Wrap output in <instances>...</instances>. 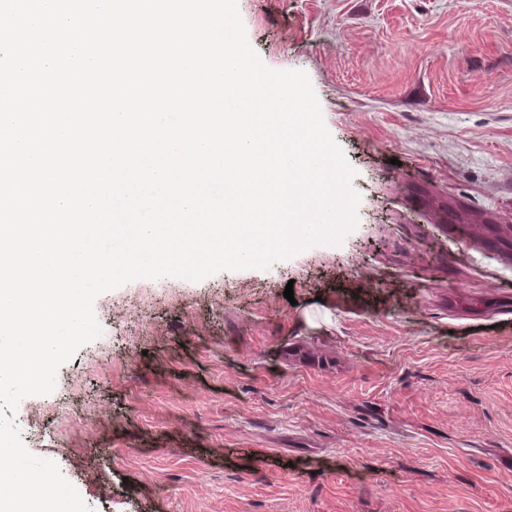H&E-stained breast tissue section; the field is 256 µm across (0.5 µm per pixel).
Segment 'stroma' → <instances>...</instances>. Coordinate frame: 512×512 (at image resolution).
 Instances as JSON below:
<instances>
[{
	"instance_id": "35a3bbf8",
	"label": "stroma",
	"mask_w": 512,
	"mask_h": 512,
	"mask_svg": "<svg viewBox=\"0 0 512 512\" xmlns=\"http://www.w3.org/2000/svg\"><path fill=\"white\" fill-rule=\"evenodd\" d=\"M238 7L308 74L358 224L100 294L25 445L93 512H512V0Z\"/></svg>"
}]
</instances>
